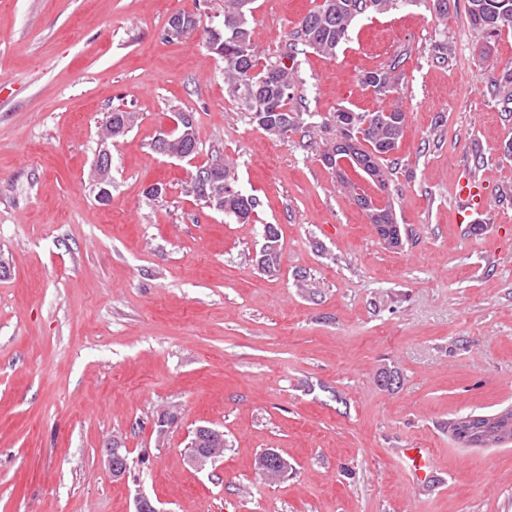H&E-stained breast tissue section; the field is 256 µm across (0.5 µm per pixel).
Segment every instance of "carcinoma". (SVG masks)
Here are the masks:
<instances>
[{
	"label": "carcinoma",
	"mask_w": 512,
	"mask_h": 512,
	"mask_svg": "<svg viewBox=\"0 0 512 512\" xmlns=\"http://www.w3.org/2000/svg\"><path fill=\"white\" fill-rule=\"evenodd\" d=\"M412 0H320V3L299 21L288 42L286 51L273 56L258 48L251 40L249 18L253 17L256 0H224L223 29L207 31L205 41L210 54L224 65V86L239 102L250 120L268 134L286 139L302 124V113L289 107L294 99L297 78L295 60L298 46L313 52L333 56L347 41L352 24L361 17L382 15L398 2ZM468 19L477 33L492 37L512 30V0H468ZM400 60L385 67L368 71L361 83L375 95L388 99L404 81L399 70ZM495 97L503 111L512 112V72L492 80ZM133 113L124 110L112 112L105 124V137L117 139L133 127L129 123ZM326 125L340 132V141L330 140L322 153L323 163L330 169L342 168L350 158L345 147L354 149L355 165L368 177L378 178L381 188H387L384 162L399 148L404 136L406 112L394 101L377 112H355L341 106L327 119ZM156 153L185 155L193 159L199 153L194 117L190 112L178 119L175 131L161 133L152 143ZM234 164L215 158L192 173L187 185L189 193L213 210L237 223H247L258 206L257 199L231 187ZM263 244L258 265L272 273L280 267L281 253L277 228L263 225ZM203 447H224V435L204 426Z\"/></svg>",
	"instance_id": "1"
}]
</instances>
